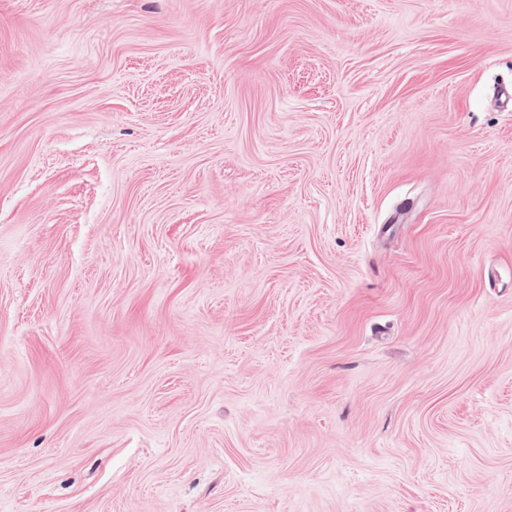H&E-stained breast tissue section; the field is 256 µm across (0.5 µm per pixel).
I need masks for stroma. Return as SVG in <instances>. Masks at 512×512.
Masks as SVG:
<instances>
[{
  "instance_id": "1",
  "label": "stroma",
  "mask_w": 512,
  "mask_h": 512,
  "mask_svg": "<svg viewBox=\"0 0 512 512\" xmlns=\"http://www.w3.org/2000/svg\"><path fill=\"white\" fill-rule=\"evenodd\" d=\"M0 512H512V0H0Z\"/></svg>"
}]
</instances>
